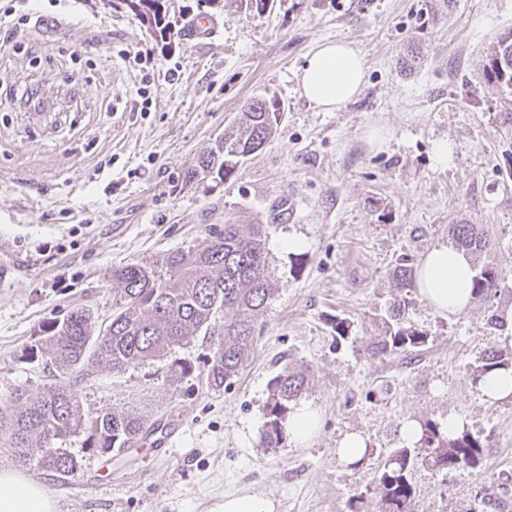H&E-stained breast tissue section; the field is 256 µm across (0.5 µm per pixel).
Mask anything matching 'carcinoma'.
I'll list each match as a JSON object with an SVG mask.
<instances>
[{
	"instance_id": "carcinoma-1",
	"label": "carcinoma",
	"mask_w": 512,
	"mask_h": 512,
	"mask_svg": "<svg viewBox=\"0 0 512 512\" xmlns=\"http://www.w3.org/2000/svg\"><path fill=\"white\" fill-rule=\"evenodd\" d=\"M149 26L161 27L160 0H127ZM487 77L512 89V31L501 33L489 54ZM282 113L278 98H253L224 134V160L212 154L202 166L218 165L224 178L234 175L239 164L262 149L276 133ZM448 237L455 246L481 258L492 249L488 234L478 224H450ZM267 225L226 222L224 229L208 236L186 251L169 254L162 262H140L112 268V318L106 335L95 334V322L84 308H73L61 319L46 322L37 338L26 348L25 357L45 359L56 368V383L31 398L15 394L16 407L0 410V436L8 435L9 447L27 461L37 457L40 467L60 476L78 472L81 460L62 447L69 438L86 435L85 449L104 456L122 454L138 447L161 423L148 422L132 409L102 408L85 413L79 386L89 370L107 364L122 372L201 336L209 343L204 364L206 386L220 390L250 364L255 349L259 317L274 299L277 288L265 247ZM417 260L402 256L391 272L395 298L387 317L381 319L379 334L369 345L373 358L408 355L425 349L428 332L409 318L408 293L415 287ZM504 273L486 261L476 266L472 299L486 301L494 296ZM512 369V352L491 346L471 367L475 386L486 375ZM171 383L194 373L186 361H173ZM309 390V370L284 365L268 384L262 409L261 442L267 448L281 447L288 437L290 403ZM420 437L409 447L394 448L382 456L377 467L375 490L384 505L382 512H408L415 489L414 469L424 467L447 474L479 465L491 435L464 430L450 437L439 423L419 422Z\"/></svg>"
}]
</instances>
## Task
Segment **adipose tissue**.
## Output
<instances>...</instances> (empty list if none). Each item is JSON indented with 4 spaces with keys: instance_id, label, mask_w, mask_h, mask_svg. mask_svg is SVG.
<instances>
[{
    "instance_id": "ef3b65f1",
    "label": "adipose tissue",
    "mask_w": 512,
    "mask_h": 512,
    "mask_svg": "<svg viewBox=\"0 0 512 512\" xmlns=\"http://www.w3.org/2000/svg\"><path fill=\"white\" fill-rule=\"evenodd\" d=\"M297 79L302 97L320 111L333 112L360 95L367 69L349 43L328 41L307 56ZM473 274L470 255L442 243L420 261L415 286L435 313L453 315L472 302ZM0 512H55V505L38 484L20 474L0 471Z\"/></svg>"
}]
</instances>
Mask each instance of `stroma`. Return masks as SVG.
<instances>
[{
  "label": "stroma",
  "mask_w": 512,
  "mask_h": 512,
  "mask_svg": "<svg viewBox=\"0 0 512 512\" xmlns=\"http://www.w3.org/2000/svg\"><path fill=\"white\" fill-rule=\"evenodd\" d=\"M174 32L161 41L125 0H0L35 25L0 47V408L17 390L37 396L53 380L24 349L43 323L82 306L112 312L113 267L187 250L227 218L267 225L278 292L260 317L253 360L226 389L208 390L201 340L176 349L195 371L177 384L152 360L123 372L100 365L81 386L86 412L136 409L170 426L144 447L107 458L68 444L81 469L65 479L22 463L0 445V471L42 485L56 512H224L226 497L270 499L274 512H381V454L402 445L409 420L460 418L491 434L474 468L413 474L410 512H466L477 493L512 475V403L487 401L469 379L490 346L512 335L487 324L512 318V89L488 82L496 37L512 30V0H161ZM212 32L195 34V18ZM69 33H52L54 21ZM364 57L362 93L334 112L300 96L297 73L326 41ZM152 49L137 64L130 53ZM419 52L406 66L404 57ZM34 83L41 113L11 92ZM283 107L276 135L231 178L200 161L249 98ZM454 145L436 166L434 141ZM465 222L488 231L506 277L490 303L450 318L416 301L427 350L378 361L368 344L392 290L398 257L422 258ZM297 248H287L288 240ZM351 324L336 342L331 323ZM308 366L305 403L317 426L302 444L260 445L268 383L285 364ZM361 433L357 467L336 454Z\"/></svg>",
  "instance_id": "stroma-1"
}]
</instances>
